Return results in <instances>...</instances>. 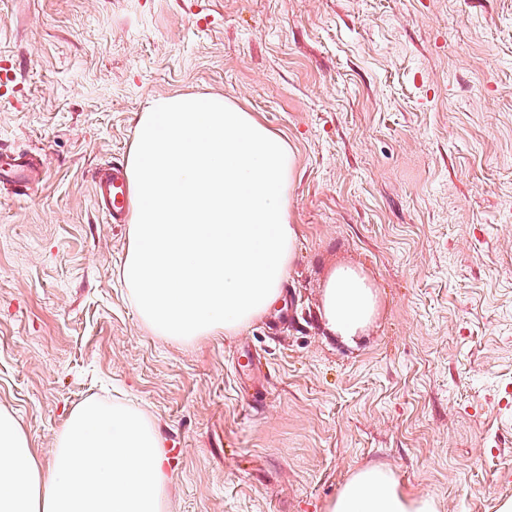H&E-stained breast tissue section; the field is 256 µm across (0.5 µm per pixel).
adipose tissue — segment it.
I'll return each mask as SVG.
<instances>
[{
	"label": "adipose tissue",
	"instance_id": "adipose-tissue-1",
	"mask_svg": "<svg viewBox=\"0 0 512 512\" xmlns=\"http://www.w3.org/2000/svg\"><path fill=\"white\" fill-rule=\"evenodd\" d=\"M377 311L373 284L352 267L334 270L324 317L342 336L362 330ZM169 477L159 437L143 415L89 401L59 435L51 467L41 471L13 416L0 412V512H163ZM329 512H437L432 498L403 491L380 467L355 473Z\"/></svg>",
	"mask_w": 512,
	"mask_h": 512
}]
</instances>
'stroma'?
Segmentation results:
<instances>
[{
  "label": "stroma",
  "mask_w": 512,
  "mask_h": 512,
  "mask_svg": "<svg viewBox=\"0 0 512 512\" xmlns=\"http://www.w3.org/2000/svg\"><path fill=\"white\" fill-rule=\"evenodd\" d=\"M0 66V148L43 161L0 182V411L42 468L94 400L154 425L164 512H327L369 466L438 512L512 499V0H0ZM184 93L286 140L299 236L262 319L177 343L91 179ZM340 265L378 293L350 338L320 315Z\"/></svg>",
  "instance_id": "obj_1"
}]
</instances>
